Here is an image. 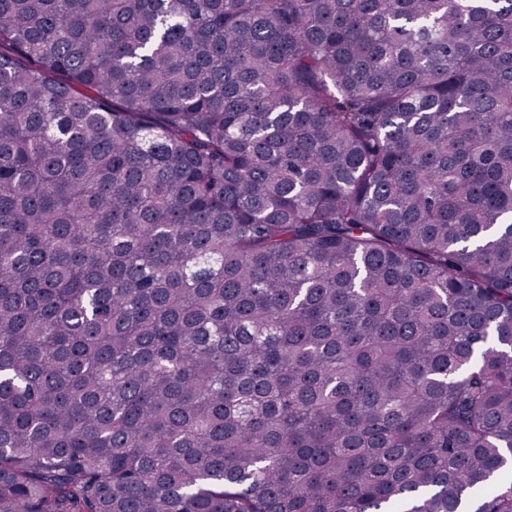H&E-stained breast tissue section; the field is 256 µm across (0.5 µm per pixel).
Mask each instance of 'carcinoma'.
Instances as JSON below:
<instances>
[{
    "label": "carcinoma",
    "mask_w": 512,
    "mask_h": 512,
    "mask_svg": "<svg viewBox=\"0 0 512 512\" xmlns=\"http://www.w3.org/2000/svg\"><path fill=\"white\" fill-rule=\"evenodd\" d=\"M512 0H0V512H512Z\"/></svg>",
    "instance_id": "carcinoma-1"
}]
</instances>
